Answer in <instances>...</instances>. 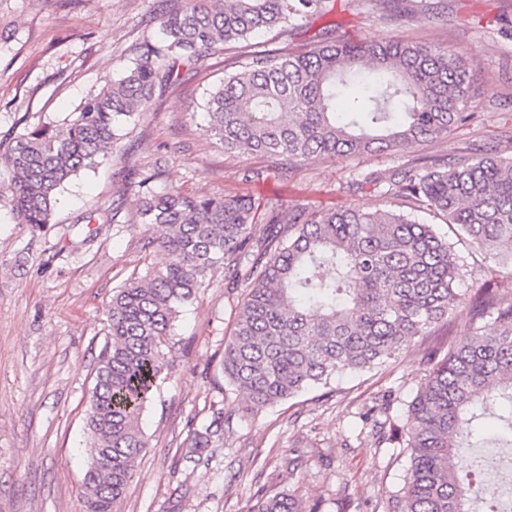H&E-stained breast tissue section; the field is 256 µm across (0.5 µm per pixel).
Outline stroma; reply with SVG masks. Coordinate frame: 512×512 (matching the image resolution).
Segmentation results:
<instances>
[{"instance_id":"stroma-1","label":"stroma","mask_w":512,"mask_h":512,"mask_svg":"<svg viewBox=\"0 0 512 512\" xmlns=\"http://www.w3.org/2000/svg\"><path fill=\"white\" fill-rule=\"evenodd\" d=\"M166 0H0V142L18 119L63 122L84 98L120 78L159 32ZM403 18L382 0H334L324 15L254 35L268 49L326 37L398 39L451 48L477 79V119L448 136L394 155L312 159L229 153L206 132L203 98L248 50L228 43L156 89L147 112L112 154L72 180L51 223L20 224L0 208V512H85L81 486L90 453L84 433L113 288L132 272L164 265L154 227L137 223L136 185L161 171L156 191L245 194L283 208L397 209L352 171L453 161L461 153H512V0H409ZM114 224H82L91 208ZM239 291L216 272L179 317L167 378L143 416L148 448L119 512H249L258 489L292 493L318 512H389L410 466L407 449L380 425L403 423L434 344L471 331L469 309L452 312L449 335L415 339L388 362L240 417L242 395L220 365ZM223 402V447L191 463L180 444Z\"/></svg>"}]
</instances>
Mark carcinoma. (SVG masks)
<instances>
[{
    "label": "carcinoma",
    "mask_w": 512,
    "mask_h": 512,
    "mask_svg": "<svg viewBox=\"0 0 512 512\" xmlns=\"http://www.w3.org/2000/svg\"><path fill=\"white\" fill-rule=\"evenodd\" d=\"M328 0H178L160 41L111 86L88 95L59 124L24 127L0 154L8 173L0 203L20 224H48L58 195L103 161L123 126L146 111L156 86L226 42L327 13ZM165 61V67L157 65ZM473 78L448 49L404 41L326 39L301 52L256 49L224 74L203 108L207 132L226 151L356 158L420 146L476 118ZM156 170L138 181L136 221L156 227L161 267L112 289L107 334L85 421L93 453L83 482L87 512H118L148 440L142 416L167 377L175 322L219 269L244 288L224 339V380L254 412L327 385L333 376L383 364L417 337L437 336L460 299L462 266L433 224L400 210L284 211L239 195L157 192ZM417 204L442 218L496 266H512V157H460L438 167L357 171L348 187ZM264 213H259V209ZM263 218H258V215ZM477 326L428 371L393 439L410 451L391 512H474L459 480L486 461L460 452L479 441L478 421L500 416L512 443V283L495 278L470 299ZM190 431L184 456L224 443V401ZM249 512H310L292 493L265 490Z\"/></svg>",
    "instance_id": "1"
}]
</instances>
